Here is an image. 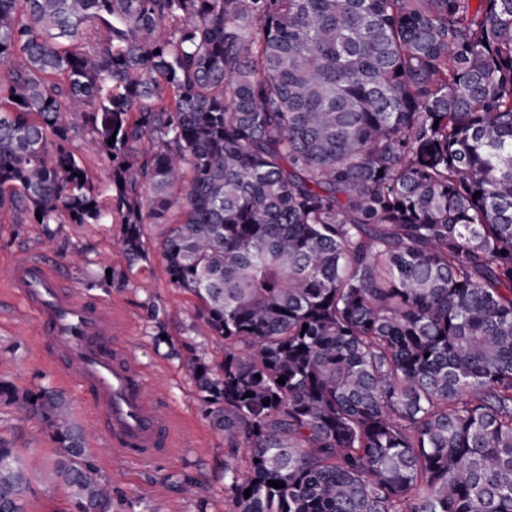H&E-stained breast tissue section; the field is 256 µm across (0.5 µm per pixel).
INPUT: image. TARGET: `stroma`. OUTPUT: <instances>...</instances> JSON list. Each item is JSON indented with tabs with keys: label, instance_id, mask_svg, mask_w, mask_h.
Returning a JSON list of instances; mask_svg holds the SVG:
<instances>
[{
	"label": "stroma",
	"instance_id": "obj_1",
	"mask_svg": "<svg viewBox=\"0 0 512 512\" xmlns=\"http://www.w3.org/2000/svg\"><path fill=\"white\" fill-rule=\"evenodd\" d=\"M119 230L115 223L62 225L58 250L47 258L61 268L64 286L80 299L105 301L124 311L127 321L115 341L146 365L147 390L177 413L187 450L147 464L113 458L110 444L91 428L96 418L93 406L60 375L37 316L24 311L6 286L9 263L17 253L41 249L44 227L13 224L6 213H0V378L23 388L49 386L65 394L73 418L87 429L89 455L102 478L111 482L116 503L134 504L135 512H228L224 495L228 450L205 415L195 378L185 363L190 346L210 362L221 361L224 341L208 335L205 327L191 329L196 300L169 282L159 250L163 225H147L149 259L133 268L119 244ZM76 250L82 259L73 265L69 257ZM107 268L128 271L127 283L119 288L100 285ZM0 437L13 441L32 465L27 512H72L68 490L48 471L55 445L40 433L36 421L17 420L10 408L0 405Z\"/></svg>",
	"mask_w": 512,
	"mask_h": 512
}]
</instances>
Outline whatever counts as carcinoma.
Wrapping results in <instances>:
<instances>
[{
  "label": "carcinoma",
  "mask_w": 512,
  "mask_h": 512,
  "mask_svg": "<svg viewBox=\"0 0 512 512\" xmlns=\"http://www.w3.org/2000/svg\"><path fill=\"white\" fill-rule=\"evenodd\" d=\"M0 209L166 225L230 512H512V0H0ZM2 402L112 512L66 396ZM82 140L77 138L74 142V146L78 149L82 148ZM79 153L83 156L84 161L89 170L94 182L105 189L106 185L110 182V166L107 161L103 158L98 157L91 150L81 149Z\"/></svg>",
  "instance_id": "cac0c4a2"
}]
</instances>
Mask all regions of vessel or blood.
Returning a JSON list of instances; mask_svg holds the SVG:
<instances>
[{
    "label": "vessel or blood",
    "instance_id": "1",
    "mask_svg": "<svg viewBox=\"0 0 512 512\" xmlns=\"http://www.w3.org/2000/svg\"><path fill=\"white\" fill-rule=\"evenodd\" d=\"M7 282L25 310L38 315L64 376L97 408L95 428L114 454L150 462L182 447L172 412L146 392V367L112 343L124 323L120 315L63 288L58 268L38 251L21 253Z\"/></svg>",
    "mask_w": 512,
    "mask_h": 512
}]
</instances>
